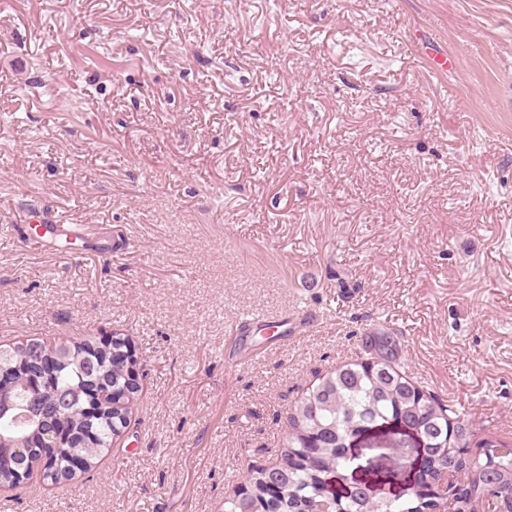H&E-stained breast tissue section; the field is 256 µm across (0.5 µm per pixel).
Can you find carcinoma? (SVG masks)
I'll return each instance as SVG.
<instances>
[{
    "label": "carcinoma",
    "instance_id": "obj_1",
    "mask_svg": "<svg viewBox=\"0 0 512 512\" xmlns=\"http://www.w3.org/2000/svg\"><path fill=\"white\" fill-rule=\"evenodd\" d=\"M365 356L337 366L289 409L287 438L278 464L250 465L242 475L241 496L227 500L224 512H512V438L500 436L486 421L466 417L407 376L400 364V342L393 333L365 337ZM41 356L21 348L0 361V387L25 403ZM89 385L103 395L94 410L78 392ZM42 404L70 399L68 419L53 454L41 447L42 430L0 418V438L9 443L27 436L24 455L0 457V484L14 486L30 473L27 458H45L43 471L56 481L71 480V466L91 470L112 453L114 438L131 422L138 398L135 360L123 336L112 343L81 340L69 361L42 377ZM402 421L426 441L425 457L413 484L388 500L371 498L350 483L351 440L388 420ZM349 484L337 497L333 481Z\"/></svg>",
    "mask_w": 512,
    "mask_h": 512
}]
</instances>
